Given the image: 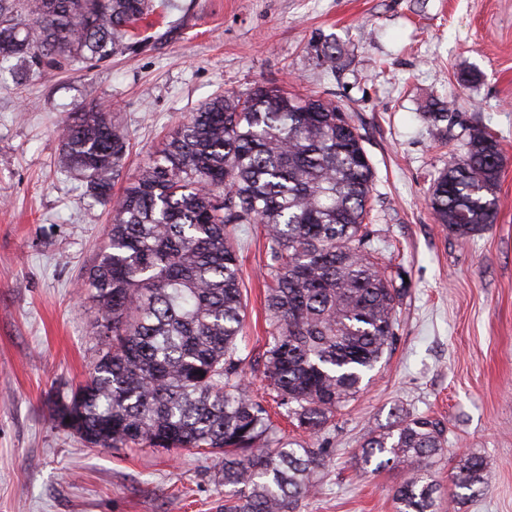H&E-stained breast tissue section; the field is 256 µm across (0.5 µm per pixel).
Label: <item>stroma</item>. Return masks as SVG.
I'll use <instances>...</instances> for the list:
<instances>
[{
    "instance_id": "stroma-1",
    "label": "stroma",
    "mask_w": 512,
    "mask_h": 512,
    "mask_svg": "<svg viewBox=\"0 0 512 512\" xmlns=\"http://www.w3.org/2000/svg\"><path fill=\"white\" fill-rule=\"evenodd\" d=\"M145 41L111 62L19 79L0 66V512H224L215 457L90 448L51 410L89 375L97 308L83 274L106 240L108 206L56 164L66 116L111 110L131 144L121 182L215 96L256 85L316 93L347 112L375 172L374 240L404 283L396 337L360 392L318 433L278 418L287 439L330 449L317 495L297 512H397L404 466L359 456L369 433L408 415L446 427L440 512H512V0H154ZM342 56L320 64L324 43ZM448 112V137L424 117ZM502 148L499 208L469 239L428 199L465 130ZM246 381L264 397V237L241 226ZM482 455V495L448 490L462 455Z\"/></svg>"
}]
</instances>
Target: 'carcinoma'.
I'll return each mask as SVG.
<instances>
[{
	"mask_svg": "<svg viewBox=\"0 0 512 512\" xmlns=\"http://www.w3.org/2000/svg\"><path fill=\"white\" fill-rule=\"evenodd\" d=\"M152 12V0H0V58L44 71L93 66ZM129 147L124 127L95 105L64 122L58 165L112 205V224L86 272L98 355L52 418L70 419L68 431L93 448L221 454L224 512H296L318 492L329 451L282 440L243 379L233 231L264 229L262 376L278 406L316 433L392 346L404 295L372 255L374 170L363 138L334 102L259 85L202 105L115 197ZM501 171L498 140L468 129L429 197L450 234L469 239L494 222ZM447 446L441 421L416 416L370 435L360 459L409 467L393 492L397 512H438L430 468ZM488 479L475 453L450 474L472 496Z\"/></svg>",
	"mask_w": 512,
	"mask_h": 512,
	"instance_id": "1",
	"label": "carcinoma"
}]
</instances>
